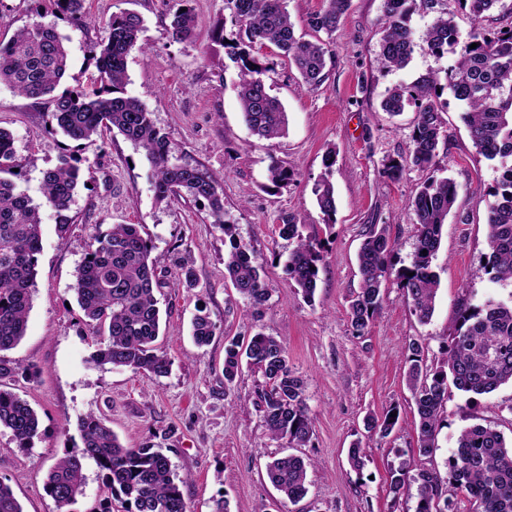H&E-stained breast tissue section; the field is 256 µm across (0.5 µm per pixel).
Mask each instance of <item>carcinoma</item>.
<instances>
[{
  "label": "carcinoma",
  "instance_id": "carcinoma-1",
  "mask_svg": "<svg viewBox=\"0 0 512 512\" xmlns=\"http://www.w3.org/2000/svg\"><path fill=\"white\" fill-rule=\"evenodd\" d=\"M52 13L74 23L88 20L85 0H48ZM175 10L169 25L175 41L196 35L197 19L190 0H173ZM326 6L314 14L310 27L327 34L336 32L350 0H324ZM411 0H384L382 54L389 66L405 67L416 46L408 24ZM499 0H421V6L436 10L425 33L428 49L442 54L461 47L448 83L455 98L467 108L466 122L471 140L488 160L503 169L502 181L493 193L487 216V273L494 282L512 283V23L507 28L484 32L490 10ZM232 20L246 40L238 55L242 70L238 98L243 122L252 134L279 138L288 130L287 112L280 100L269 94L262 75L266 68L250 57L249 48L271 46L277 56L296 68L303 85L319 88L326 77L328 50L319 40L296 35L285 0H225ZM467 12L473 33L460 44L455 22L457 12ZM144 27L134 12L114 14L105 24L106 36L96 57L98 75L92 91L65 88L57 91L68 60L66 41L52 24L36 22L19 28L6 42L0 41V85L35 100L47 99L57 128L76 142L93 144L106 132L118 131L145 152L154 170L157 196L192 199L207 207L213 223L231 239L224 257V279L258 308L268 297L260 274L261 266L251 247L235 237V225L224 221V196L217 179L198 167L172 162L174 147L154 125L150 112L125 93L126 58L133 49L146 53L139 44ZM476 48H471L472 44ZM437 78H418L410 86L394 87L381 103L382 110L398 115L408 106L416 108V124L405 154L390 158L384 173L399 178L408 167L425 171L434 165L447 130L436 105ZM16 150L13 135L0 129V352L16 346L25 336L41 251L40 206L11 179L15 175ZM294 177V171L278 160L268 167V180L279 187ZM80 178V168L67 158L43 176V198L57 211L69 208ZM323 221L335 223L336 198L333 185L325 180L315 189ZM457 196L449 178L425 181L411 200L419 226L415 252L408 267L395 268V243L388 226L372 225L358 253L361 283L349 303L348 320L355 336L368 330L382 307V284L396 275L418 321L428 323L434 312L439 277L432 261L439 250L442 228L448 221ZM279 236L295 241L285 267L303 296L311 299L317 286L324 242L303 235L302 225L289 216L281 217ZM152 241L139 224H113L94 236L72 285L78 305L101 337L91 357L97 366L125 367L135 373L155 376L168 373L171 360L156 346L160 335V308L155 290L160 257L153 255ZM192 337L199 346L210 343L216 323L210 313L197 309ZM442 365L430 368L424 347L416 340L405 346L407 381L418 416V451L431 455L442 421L448 389L474 395L489 394L512 384V301L487 299L478 306L465 305ZM259 369L268 387L260 394L263 422L273 438H286L302 447L312 435L303 380L288 366L286 345L273 336L256 333L245 343L231 341L224 349V379L231 384L243 366ZM389 409L368 426L388 436L398 418ZM11 432L18 447L26 448L37 436L39 417L16 393L0 388V429ZM81 448L68 451L50 468L45 488L58 508L63 509L83 492V461L92 460L105 473L112 493L124 496L125 512H188L180 489L182 479L172 470L161 449L145 444L126 448L92 413L78 419ZM410 464L402 461L392 471L390 493L398 498L408 481L418 484L416 512H512V445L491 426L475 424L462 430L457 446L447 461L448 483L454 493L442 492L439 475L420 469L409 475ZM273 486L289 501L302 500L307 492V466L294 454L274 457L266 465ZM0 512H23L11 487L0 481Z\"/></svg>",
  "mask_w": 512,
  "mask_h": 512
}]
</instances>
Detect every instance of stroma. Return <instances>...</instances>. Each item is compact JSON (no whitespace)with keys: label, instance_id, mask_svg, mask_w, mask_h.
I'll use <instances>...</instances> for the list:
<instances>
[{"label":"stroma","instance_id":"1","mask_svg":"<svg viewBox=\"0 0 512 512\" xmlns=\"http://www.w3.org/2000/svg\"><path fill=\"white\" fill-rule=\"evenodd\" d=\"M172 0H87L93 21L77 30L47 14L43 0H0V40L22 26L43 21L68 36L69 65L61 88H92L95 54L105 37L104 20L131 11L144 20L141 40L148 54L127 58L125 91L150 112L155 126L175 146L179 163L213 173L224 196V218L237 237L251 244L264 270L268 299L254 310L224 279L231 249L222 226L191 200H162L142 149L119 132L95 144L74 142L53 132L47 104L0 86V128L15 140L16 183L41 205L42 249L37 286L24 339L1 354L15 372L0 384L37 412L39 433L29 447H18L0 430V480L8 484L24 512H124L93 461H85L84 493L58 509L45 490L50 467L65 451L80 447L77 420L87 413L103 418L128 448L153 444L168 456L182 478L181 490L192 512H211L225 497L230 512H415L418 491L401 497L389 492L391 470L407 460L411 471L446 475V461L466 427L483 424L512 439V386L468 397L450 390L437 448L418 452L416 407L406 384V343L418 340L425 361L435 367L452 333L462 303L490 297L512 298V286L493 283L486 272L489 254L487 209L501 168L474 147L446 77L458 55L431 53L423 36L434 15L415 8L410 24L418 38L409 64L389 67L381 49L383 0H351L339 29L324 36L331 55L324 83L311 91L298 72L268 47L255 48L271 66L264 76L271 95L288 114L285 136L264 140L243 123L237 98L239 64L233 53L243 34L231 21L224 0H191L197 38L177 42L169 34ZM223 41H215V25ZM437 73L436 98L448 140L438 148L430 171L405 170L398 180L382 172L384 159L406 151L416 122L414 107L400 115L384 112L389 89ZM333 165H326V156ZM70 158L84 176L69 210L43 205L47 169ZM296 177L276 188L267 179L271 158ZM451 178L458 190L443 227L433 268L440 277L434 315L420 323L396 277L383 284L382 308L362 336L353 335L347 309L358 290L357 253L371 225L385 224L395 242L396 266H409L417 238L410 206L427 177ZM330 181L336 195V221L326 226L314 189ZM304 219V234L326 242L313 300H306L288 276L284 262L293 247L278 234L284 215ZM113 224H138L161 258L156 293L162 311L161 351L172 361L157 377L123 367H97L90 358L97 338L71 291L74 273L93 235ZM191 256L193 279L180 268ZM207 309L217 324L209 345L197 346L190 323ZM262 332L284 341L288 363L305 384L313 425L310 443L297 450L308 463L309 491L289 502L271 484L266 464L290 452L287 439L267 435L259 395L262 373L244 369L233 384L224 382V348ZM397 408L390 435L369 429L367 420ZM361 442L367 455L362 472L353 471L347 452Z\"/></svg>","mask_w":512,"mask_h":512}]
</instances>
